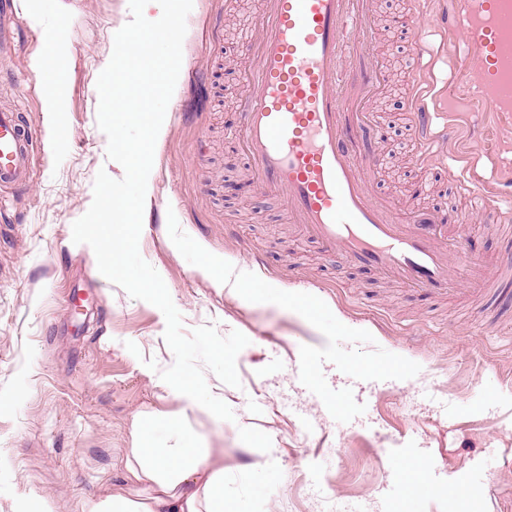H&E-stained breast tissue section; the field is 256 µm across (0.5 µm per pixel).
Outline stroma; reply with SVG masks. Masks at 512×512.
<instances>
[{
	"label": "stroma",
	"instance_id": "obj_1",
	"mask_svg": "<svg viewBox=\"0 0 512 512\" xmlns=\"http://www.w3.org/2000/svg\"><path fill=\"white\" fill-rule=\"evenodd\" d=\"M20 19L0 48V106L36 130L37 175L0 188V512L33 494L54 512L121 487L135 413L181 420L224 453V512H512V310L470 292L427 296L349 265L298 225L253 179L230 137L242 76L254 65L261 0H193L187 68L157 140L139 239L165 282L184 333L215 325L249 344L234 388L205 371L234 421L173 399L159 376L174 354L166 321L102 276L93 249L72 241L99 170L122 178L97 126L96 82L110 61L125 0H12ZM426 11L439 105L480 102V73L460 74L461 39L437 30L435 5L375 0L368 45L385 74L371 101L382 138L370 162L375 197L394 216L413 206L462 214L465 240L490 283L512 263V237L491 233L448 173L417 162L406 139L412 38L386 16ZM59 37L60 109L47 111L35 62ZM463 137L492 181L512 175V121ZM247 268L254 296L227 295L202 257ZM360 326L356 335L338 320ZM138 353H130L128 343ZM154 360L148 368L146 360ZM319 373L311 381V373ZM473 489L456 500L442 486Z\"/></svg>",
	"mask_w": 512,
	"mask_h": 512
}]
</instances>
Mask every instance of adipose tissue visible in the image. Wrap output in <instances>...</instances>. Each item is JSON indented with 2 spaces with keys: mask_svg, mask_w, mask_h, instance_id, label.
<instances>
[{
  "mask_svg": "<svg viewBox=\"0 0 512 512\" xmlns=\"http://www.w3.org/2000/svg\"><path fill=\"white\" fill-rule=\"evenodd\" d=\"M164 427L166 439L154 431ZM125 484L82 512H224V465L174 418L140 412L131 424Z\"/></svg>",
  "mask_w": 512,
  "mask_h": 512,
  "instance_id": "1",
  "label": "adipose tissue"
}]
</instances>
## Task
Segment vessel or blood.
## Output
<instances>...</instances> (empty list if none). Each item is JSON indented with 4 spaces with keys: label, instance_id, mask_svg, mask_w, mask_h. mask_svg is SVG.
Masks as SVG:
<instances>
[{
    "label": "vessel or blood",
    "instance_id": "1",
    "mask_svg": "<svg viewBox=\"0 0 512 512\" xmlns=\"http://www.w3.org/2000/svg\"><path fill=\"white\" fill-rule=\"evenodd\" d=\"M500 0H467L459 32L477 69L495 81L512 27L498 23ZM374 0H262L258 34L250 47L256 65L245 78L237 143L257 183L280 196L290 223L324 247L340 249L351 265L376 270L407 287L436 295L453 292L454 272L480 264L459 233L460 216L414 209L407 223L369 189L366 146L377 133L367 102L381 85L375 63L358 76L347 67L350 43L371 30ZM411 89L409 132L419 161L441 163L447 130L437 125L431 65L417 60L406 72ZM33 143L17 114L0 111V185L27 187L33 175ZM464 196L475 199L489 223L512 219L502 195L473 178L449 173Z\"/></svg>",
    "mask_w": 512,
    "mask_h": 512
}]
</instances>
